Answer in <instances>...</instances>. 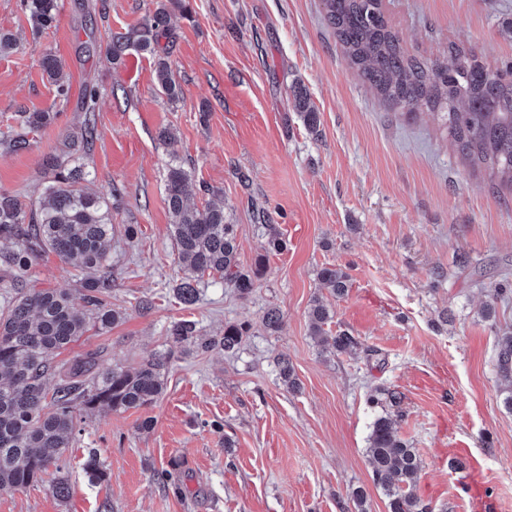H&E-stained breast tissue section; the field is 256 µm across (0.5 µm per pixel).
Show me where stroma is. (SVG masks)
Masks as SVG:
<instances>
[{
  "label": "stroma",
  "instance_id": "obj_1",
  "mask_svg": "<svg viewBox=\"0 0 512 512\" xmlns=\"http://www.w3.org/2000/svg\"><path fill=\"white\" fill-rule=\"evenodd\" d=\"M186 3L187 12L171 10L163 42L181 88L171 101L155 83L159 57L132 50L116 65L106 52L112 33L142 23L160 0H60L56 25L36 36L20 0H0V32L18 40L0 56V130L21 111L57 115L27 150L0 148V192L39 196L43 158L80 130L87 83L98 91L99 138L83 164L95 189L123 190L111 248L112 306L123 316L59 362L135 366L169 352L167 330L181 318L206 336L250 327L236 354H175L155 405L85 415L66 453L68 497L43 481L0 491V512H355L359 488L370 512H387L366 455L377 414L369 400L387 389L404 396L396 428L420 454L415 492L431 512H477L458 495L468 483L486 495L478 512H512V411L494 362L512 299L493 298L512 274V190L466 162L431 118L405 115L358 80L320 0ZM388 9L418 57L455 43L491 64L512 62V0H389ZM46 50L70 77L68 98L42 71ZM299 87L320 114L318 133L293 108ZM168 127L171 147L159 138ZM175 158L192 172L195 204L223 205L240 267L265 257L250 296L209 277L194 305L174 298L181 271L164 177ZM267 224L278 225L282 250L269 251ZM331 265L349 276L345 297L319 280ZM27 284L84 304L82 273L55 255L34 263ZM317 299L331 313L328 330L360 340L356 354L317 345L308 317ZM271 308L282 317L276 332L263 325ZM281 356L299 391L280 382ZM456 448L470 449L478 469L454 464ZM92 453L104 481L83 471Z\"/></svg>",
  "mask_w": 512,
  "mask_h": 512
}]
</instances>
